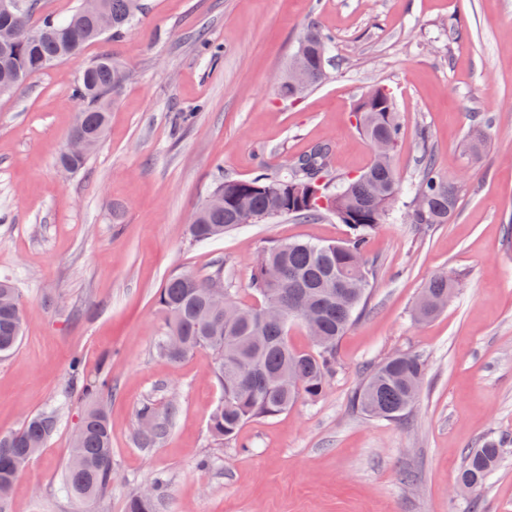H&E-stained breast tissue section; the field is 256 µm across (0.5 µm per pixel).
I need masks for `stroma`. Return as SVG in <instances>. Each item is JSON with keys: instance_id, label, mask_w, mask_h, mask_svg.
<instances>
[{"instance_id": "1", "label": "stroma", "mask_w": 512, "mask_h": 512, "mask_svg": "<svg viewBox=\"0 0 512 512\" xmlns=\"http://www.w3.org/2000/svg\"><path fill=\"white\" fill-rule=\"evenodd\" d=\"M143 2L130 29L0 92V277L28 318L18 347L0 357V434L60 410L13 487L12 512H125L133 491L159 477L158 512H475L457 488L464 453L512 435V0ZM312 24L333 38V77L281 100L274 78ZM102 55L129 78L111 97L102 143L66 174L59 157L82 108L73 89ZM375 85L400 114L402 184L429 136L438 172L461 187L459 206L425 229L399 208L372 233L373 287L320 398L214 440L208 419L222 389L213 355L158 353L157 293L173 273L220 268L236 300L256 306L250 278L263 247L346 238L329 214L245 224L205 243L187 227L217 180L290 167L317 145L329 148L334 174L364 171L372 148L354 107ZM480 121L488 141L474 160L466 136ZM442 273L458 276L459 290L417 324L414 302ZM401 352L426 364L409 414L387 421L354 410L367 369ZM75 356L85 378L112 384L113 479L100 507L61 489L88 403L69 376ZM146 406L165 428L153 443L142 439ZM476 512H512V446Z\"/></svg>"}]
</instances>
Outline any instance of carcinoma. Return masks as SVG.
Returning a JSON list of instances; mask_svg holds the SVG:
<instances>
[{"label": "carcinoma", "instance_id": "carcinoma-1", "mask_svg": "<svg viewBox=\"0 0 512 512\" xmlns=\"http://www.w3.org/2000/svg\"><path fill=\"white\" fill-rule=\"evenodd\" d=\"M19 8L0 23L17 27L18 41L11 63L29 75L59 61L77 56L97 40L92 21L78 8L69 17L58 20L45 16L37 24L31 18L37 0H17ZM112 13L114 28L121 32L131 27L143 9L132 8L133 0H105ZM48 28L55 36L42 41L29 39V32ZM317 51L296 53L290 64H300L310 74L314 88L329 78L324 62L333 42L332 36L311 27ZM124 79L122 68L109 56H102L82 71L75 95L84 103L76 123L92 141L89 152L79 157L60 156L59 163L77 171L84 167L90 153L102 141L109 123V90H117ZM356 126L367 140L386 138L389 150L374 156L364 172L353 177L330 174L328 150L317 148L302 157L292 169L262 173L251 179H224L213 192L224 197V208L212 210L203 202L188 225L194 242H207L224 236L227 230L242 224H254L277 218L304 221L319 219L330 212L350 230L349 237L338 243L292 241L263 248L251 277L252 289L261 297V306L273 304L284 309L287 322L249 319L228 321L211 306L207 294L212 288L224 290L223 270L206 278L192 273H178L166 280L156 301L164 315L165 331L160 351L173 361L186 357L198 348H208L214 355V375L223 389V397L209 419L211 435L218 440H231L242 424L252 418L274 417L287 411L301 395L316 399L336 372V353H324L317 346L309 350L294 348L288 339L293 324H303L308 305L326 343L336 348L339 340L353 324L357 312L364 308L371 288L372 271L367 266V240L371 231L384 223L400 201L410 194L403 206L408 209L410 223L420 228L446 224L456 211L461 187L442 177L435 167L434 151L426 146L419 169L408 189L402 188L393 165L392 155L401 139V123L392 93L375 86L356 105ZM487 135L476 127L467 143L471 156L482 153ZM244 198L249 210L237 208ZM280 266L289 277L278 281L268 278L267 270ZM458 287V279L449 274L431 278L424 286L415 306L414 316L429 321L441 314L448 291ZM325 288H341L345 294L331 300ZM17 296L7 279L0 280V356L14 350L27 326L21 306L8 303ZM425 377V362L410 353L398 354L369 369L363 384L355 392L353 404L368 417L399 420L417 400ZM112 389L103 379L96 385L86 384L83 392L96 397L83 414L84 432L73 442L75 450L66 465L62 486L64 492L80 504L104 498L112 486L111 424L105 405L98 400L101 389ZM58 425V412L49 409L32 416L15 432L0 435V512H10V492L16 478L32 457L43 448ZM504 441L490 439L469 451L459 472L474 484L479 495L490 474L500 465ZM164 482H153V493L144 497L131 495L127 512H157L158 494Z\"/></svg>", "mask_w": 512, "mask_h": 512}]
</instances>
